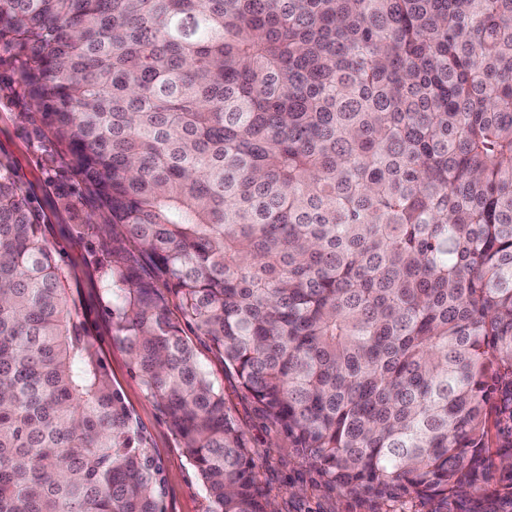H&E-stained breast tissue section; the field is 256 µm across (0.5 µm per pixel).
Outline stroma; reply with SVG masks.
<instances>
[{
	"instance_id": "1",
	"label": "stroma",
	"mask_w": 512,
	"mask_h": 512,
	"mask_svg": "<svg viewBox=\"0 0 512 512\" xmlns=\"http://www.w3.org/2000/svg\"><path fill=\"white\" fill-rule=\"evenodd\" d=\"M37 120L24 100L0 92V159L11 162L16 181L50 219L42 231L51 248L73 271L70 297L95 337L114 384L148 433L162 462L166 512H207L208 500L195 467L161 409L132 378L128 355L112 340L108 303L96 290L98 269L106 255L95 233L79 231L69 214L53 207L57 191L77 194L82 184L56 155L51 143L35 135ZM184 334L192 339L199 359L213 378L221 381L228 406L259 454L261 479L276 497L277 512H437L436 501L408 494L385 500L367 493L324 492L316 485V473L303 459L290 455L285 440L253 412L236 381L225 378L224 364L208 340L195 335L189 326Z\"/></svg>"
}]
</instances>
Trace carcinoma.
<instances>
[{
    "label": "carcinoma",
    "mask_w": 512,
    "mask_h": 512,
    "mask_svg": "<svg viewBox=\"0 0 512 512\" xmlns=\"http://www.w3.org/2000/svg\"><path fill=\"white\" fill-rule=\"evenodd\" d=\"M0 50L210 512L274 503L182 322L320 486L512 512V0H0ZM44 223L0 159V512H165Z\"/></svg>",
    "instance_id": "obj_1"
}]
</instances>
